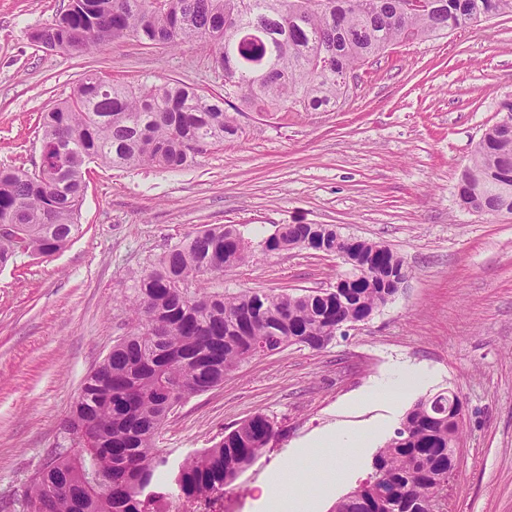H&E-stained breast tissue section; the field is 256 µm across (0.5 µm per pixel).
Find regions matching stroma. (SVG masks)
I'll return each instance as SVG.
<instances>
[{
    "mask_svg": "<svg viewBox=\"0 0 512 512\" xmlns=\"http://www.w3.org/2000/svg\"><path fill=\"white\" fill-rule=\"evenodd\" d=\"M69 0H0V166L33 169L41 112L87 73L128 85L178 81L221 90L198 41L147 48L134 38L85 56L31 39ZM512 101V14L444 38L398 44L355 71L331 112L248 113L239 137L177 171L93 167L79 233L48 259L0 269V503L12 501L64 440L85 376L131 329L134 285L184 236L241 224L260 241L278 224H333L388 246L408 268L404 287L326 349L291 346L252 359L223 385L189 398L158 446L176 463L261 411L281 434L224 489L223 512H266L289 461L318 475L341 426L399 427L403 411L448 389L465 402L445 512H512V214L461 208L460 174L482 133ZM309 249L254 252L209 289L329 288L347 272ZM421 365L424 390L399 407L355 403L394 363Z\"/></svg>",
    "mask_w": 512,
    "mask_h": 512,
    "instance_id": "1",
    "label": "stroma"
}]
</instances>
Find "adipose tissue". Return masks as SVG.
Here are the masks:
<instances>
[{
  "mask_svg": "<svg viewBox=\"0 0 512 512\" xmlns=\"http://www.w3.org/2000/svg\"><path fill=\"white\" fill-rule=\"evenodd\" d=\"M425 385L426 378L422 371L412 366H400L390 373L372 379L367 385L364 399H381L393 401L398 390L405 384ZM380 429L350 430L339 428L327 433L317 440L320 448H332L336 451V462L320 481L311 480L304 471L296 466H289L287 474L276 476V483L282 487L278 498L269 500V512H307L308 499L320 484L342 481L348 469L360 463L365 449L373 447L380 439Z\"/></svg>",
  "mask_w": 512,
  "mask_h": 512,
  "instance_id": "obj_1",
  "label": "adipose tissue"
}]
</instances>
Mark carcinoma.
I'll return each mask as SVG.
<instances>
[{
  "label": "carcinoma",
  "mask_w": 512,
  "mask_h": 512,
  "mask_svg": "<svg viewBox=\"0 0 512 512\" xmlns=\"http://www.w3.org/2000/svg\"><path fill=\"white\" fill-rule=\"evenodd\" d=\"M407 2L71 0L33 33L35 42L80 55L109 33L145 46L196 39L222 73L223 91L176 81L134 87L97 74L81 80L41 115L42 170L0 168V225L24 233L0 236V266L51 258L71 242L92 164L184 168L237 136L247 112H329L346 95L349 74L389 46L435 39L487 12L512 13V0H423L418 10ZM461 183L471 208L512 213V128L497 126L477 143ZM295 245L351 249L368 272L348 273L339 295L191 293L189 284L246 262L251 241L238 225L218 224L168 248L135 285L132 330L83 382L65 426L76 448L46 455L41 480L14 500L20 512H220L224 487L276 437V423L255 412L171 468L157 447L171 399L220 386L263 348L325 349L339 326L369 318L394 296L378 287L381 275L405 269L388 248L336 241L331 224H278L259 242L265 253ZM461 431L445 393L420 398L374 456L370 476L332 512H440Z\"/></svg>",
  "instance_id": "obj_1"
}]
</instances>
